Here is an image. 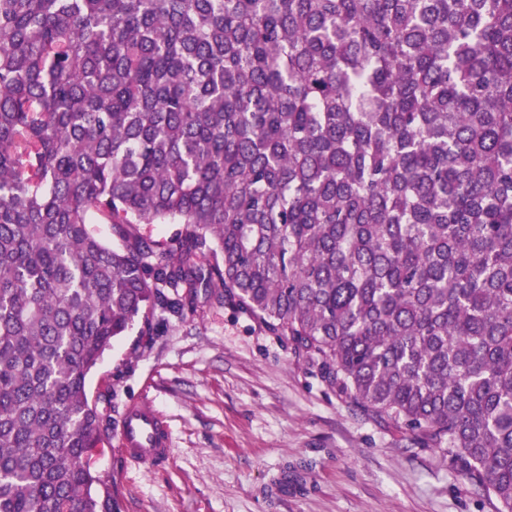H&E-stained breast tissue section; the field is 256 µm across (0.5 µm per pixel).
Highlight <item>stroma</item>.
<instances>
[{"label": "stroma", "mask_w": 512, "mask_h": 512, "mask_svg": "<svg viewBox=\"0 0 512 512\" xmlns=\"http://www.w3.org/2000/svg\"><path fill=\"white\" fill-rule=\"evenodd\" d=\"M167 419L168 462L127 465L117 435L94 467L120 512H497L450 456L353 408L286 337L201 305L161 335L114 341L87 390Z\"/></svg>", "instance_id": "35a3bbf8"}]
</instances>
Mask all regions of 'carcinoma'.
<instances>
[{"label":"carcinoma","mask_w":512,"mask_h":512,"mask_svg":"<svg viewBox=\"0 0 512 512\" xmlns=\"http://www.w3.org/2000/svg\"><path fill=\"white\" fill-rule=\"evenodd\" d=\"M202 303L512 512V0H0V512H112L88 375Z\"/></svg>","instance_id":"obj_1"}]
</instances>
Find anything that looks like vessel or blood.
I'll list each match as a JSON object with an SVG mask.
<instances>
[{
	"mask_svg": "<svg viewBox=\"0 0 512 512\" xmlns=\"http://www.w3.org/2000/svg\"><path fill=\"white\" fill-rule=\"evenodd\" d=\"M119 441L124 459L136 464H160L170 456L167 420L158 410L143 402L127 407Z\"/></svg>",
	"mask_w": 512,
	"mask_h": 512,
	"instance_id": "1",
	"label": "vessel or blood"
}]
</instances>
